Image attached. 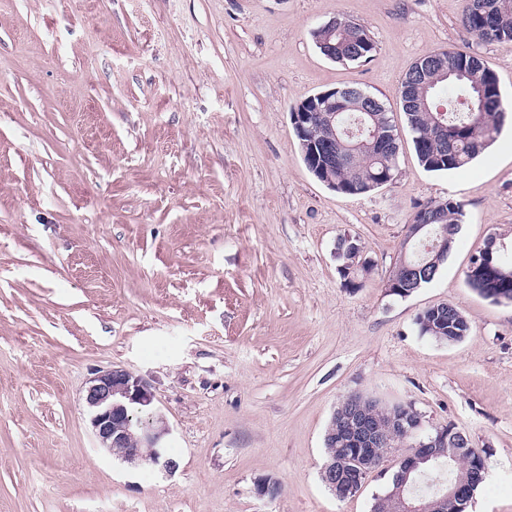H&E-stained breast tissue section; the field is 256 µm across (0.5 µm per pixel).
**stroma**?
I'll list each match as a JSON object with an SVG mask.
<instances>
[{"mask_svg": "<svg viewBox=\"0 0 512 512\" xmlns=\"http://www.w3.org/2000/svg\"><path fill=\"white\" fill-rule=\"evenodd\" d=\"M466 0H0V512H371L390 476L339 500L324 436L351 393L413 406L487 453L469 512H512V304L467 287L489 238L512 252V121L470 164L419 163L401 82L421 55L475 53L512 105V41ZM360 25L371 58L323 57L314 29ZM362 88L399 137L395 178L361 195L306 168L297 100ZM464 218L436 279L383 282L431 202ZM376 266L343 287L336 242ZM455 305L454 344L418 336ZM145 378L178 463L164 477L96 443L99 369ZM280 493L258 495L264 479ZM503 1L482 0L481 2H484L489 10L479 13L471 6V2H478V0H468L463 15V25L481 40H512V0H507L510 3L508 13L502 14L497 6L502 5ZM446 252H447V246L445 248V258L444 260L442 261V263L440 264L439 266V269L438 271L436 272V274L430 278H424L421 276V280H419V282L416 284L417 285V288L415 289L414 285H415V274H410L409 276V280H405L403 282V284L401 285V283L397 282V281H394V280H390L389 278H387L385 281H384V288L386 290V292L388 293H393L391 295H395V296H399L401 298H405L404 296L407 297V295H411L413 292H415L418 288H421L422 286L426 285V284H429L431 283L438 275L439 273V270L441 268V266L444 264L445 260H446ZM409 287V288H408ZM413 290V291H412ZM395 292H399V293H403L402 294H399V293H395ZM411 293V294H410ZM408 295V296H409Z\"/></svg>", "mask_w": 512, "mask_h": 512, "instance_id": "stroma-1", "label": "stroma"}]
</instances>
